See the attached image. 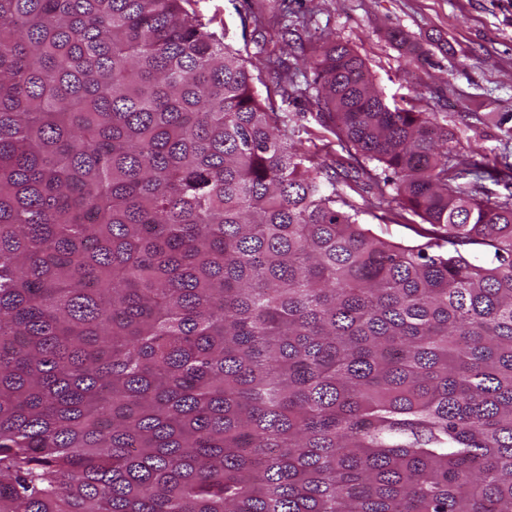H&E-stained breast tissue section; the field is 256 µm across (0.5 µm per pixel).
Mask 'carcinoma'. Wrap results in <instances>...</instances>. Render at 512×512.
<instances>
[{
    "label": "carcinoma",
    "mask_w": 512,
    "mask_h": 512,
    "mask_svg": "<svg viewBox=\"0 0 512 512\" xmlns=\"http://www.w3.org/2000/svg\"><path fill=\"white\" fill-rule=\"evenodd\" d=\"M184 2L0 0V512H512V153L314 51L387 241ZM366 175L360 174L357 192H354L340 185L345 189L347 197L360 211V222L366 224L365 227L370 228L375 234L394 243L403 245H420L427 241L422 237L423 228H429L428 224L421 223L420 219L415 216L406 215L408 220L395 219L383 223L376 218L380 215L383 208L387 207V200H379L368 186Z\"/></svg>",
    "instance_id": "obj_1"
}]
</instances>
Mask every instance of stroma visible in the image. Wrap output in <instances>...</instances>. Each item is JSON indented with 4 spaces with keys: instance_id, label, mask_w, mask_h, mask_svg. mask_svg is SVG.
<instances>
[{
    "instance_id": "stroma-1",
    "label": "stroma",
    "mask_w": 512,
    "mask_h": 512,
    "mask_svg": "<svg viewBox=\"0 0 512 512\" xmlns=\"http://www.w3.org/2000/svg\"><path fill=\"white\" fill-rule=\"evenodd\" d=\"M193 7L254 64L259 97L288 114L328 176L356 164L311 86L310 51L331 42L363 60L388 101L438 113L460 160L491 163L507 141L493 117L512 114V0H194ZM348 198L375 234L422 244L418 217L379 221L386 203L367 185Z\"/></svg>"
}]
</instances>
